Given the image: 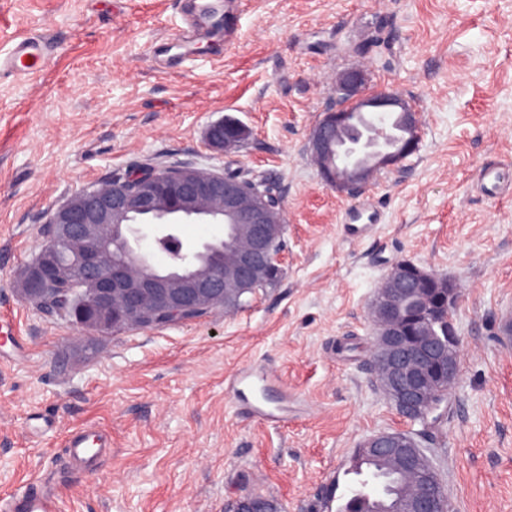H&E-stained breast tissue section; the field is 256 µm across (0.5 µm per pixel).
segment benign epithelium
Returning <instances> with one entry per match:
<instances>
[{"label": "benign epithelium", "instance_id": "benign-epithelium-1", "mask_svg": "<svg viewBox=\"0 0 512 512\" xmlns=\"http://www.w3.org/2000/svg\"><path fill=\"white\" fill-rule=\"evenodd\" d=\"M345 106L330 109L313 129L311 150L323 181L341 193L363 189L373 174L399 165L420 139V114L391 91L370 90L368 70L351 68L337 79ZM348 112L392 113L402 140L395 148L370 152L356 146L347 156L336 134ZM246 135L235 123L211 125L208 140L215 149H232ZM139 224L158 226L153 245L166 253L170 269L161 271L142 252L147 235ZM176 224H222L234 245L228 257H217L212 243L191 255L173 232ZM34 260L21 273L24 298L43 308L63 294L73 308L71 324L101 331L120 324L151 328L207 315L229 294L241 298L262 287L281 265L277 240L284 233L281 201L254 185L220 173L184 166L174 172L154 169L114 179L77 193L53 211ZM428 273L409 260L399 261L378 289L372 306L376 331L373 360L381 387L398 412L409 420L430 417L448 398L459 375L457 335L436 342L420 333L409 337L408 319L438 318L445 306L457 305L459 291L451 280L443 302L431 304L419 291ZM362 447L378 457H393L418 473L409 512H446L439 475L409 435L380 433Z\"/></svg>", "mask_w": 512, "mask_h": 512}]
</instances>
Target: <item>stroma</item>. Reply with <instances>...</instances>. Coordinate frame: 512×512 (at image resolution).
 <instances>
[{"label":"stroma","instance_id":"stroma-1","mask_svg":"<svg viewBox=\"0 0 512 512\" xmlns=\"http://www.w3.org/2000/svg\"><path fill=\"white\" fill-rule=\"evenodd\" d=\"M186 0H0V53L53 38L39 80L0 75V306L26 352L0 358V497L35 476L60 512H228L245 497L277 512H327L353 454L379 432L411 434L453 512H512V195L488 197L482 166L512 180V0H243L225 34L186 29ZM419 112L417 151L362 192L321 179L309 137L336 107L338 73ZM230 118L246 143L207 141ZM194 166L272 185L286 233L283 276L233 309L151 329H73L30 304L17 277L52 210L142 168ZM370 203L373 233L344 236ZM456 282L459 376L441 421L403 418L370 358L371 308L400 260ZM267 366L301 396L265 425L228 389ZM41 412L55 431L32 433ZM94 424L112 453L94 474L60 446Z\"/></svg>","mask_w":512,"mask_h":512}]
</instances>
